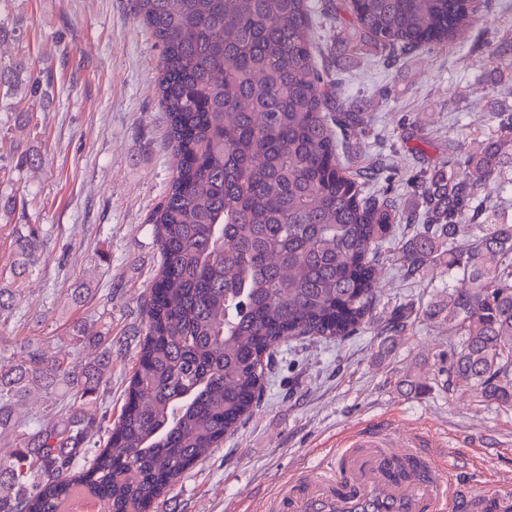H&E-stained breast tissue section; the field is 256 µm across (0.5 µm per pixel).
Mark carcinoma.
Returning <instances> with one entry per match:
<instances>
[{
  "label": "carcinoma",
  "instance_id": "obj_1",
  "mask_svg": "<svg viewBox=\"0 0 512 512\" xmlns=\"http://www.w3.org/2000/svg\"><path fill=\"white\" fill-rule=\"evenodd\" d=\"M357 34L388 50L443 49L474 22L468 0H351ZM163 48L159 102L177 157L150 217L161 256L145 304L138 364L117 422L90 409L112 337L71 327L87 362L31 352L0 363V512H60L74 486L105 512H144L258 406L273 354L296 336L342 341L370 322L377 253L392 225L416 221L386 190L347 170L333 126L359 118L316 63L311 0H134ZM43 94L39 77L0 63V96ZM459 171L421 186L428 221L405 244L414 268L462 274L433 313L457 339L448 390L512 408V224L482 188L512 184V113L460 154ZM479 234L460 243L466 225ZM40 247L18 237L0 316L12 311ZM38 388L60 414L35 426L14 407Z\"/></svg>",
  "mask_w": 512,
  "mask_h": 512
}]
</instances>
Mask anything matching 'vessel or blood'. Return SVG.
Segmentation results:
<instances>
[{"label":"vessel or blood","instance_id":"b4317fda","mask_svg":"<svg viewBox=\"0 0 512 512\" xmlns=\"http://www.w3.org/2000/svg\"><path fill=\"white\" fill-rule=\"evenodd\" d=\"M439 445L423 433L398 439L366 426L298 471L267 512H512L511 493L459 483L442 468Z\"/></svg>","mask_w":512,"mask_h":512}]
</instances>
